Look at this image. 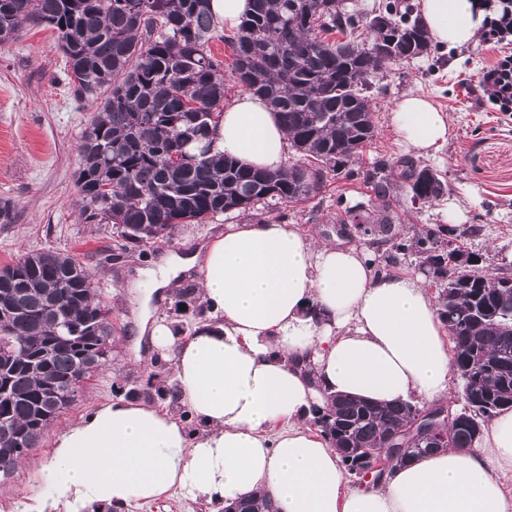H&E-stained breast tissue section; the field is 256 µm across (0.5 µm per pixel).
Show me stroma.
<instances>
[{"label":"stroma","instance_id":"1","mask_svg":"<svg viewBox=\"0 0 512 512\" xmlns=\"http://www.w3.org/2000/svg\"><path fill=\"white\" fill-rule=\"evenodd\" d=\"M506 51L512 53V44L503 47L482 39L447 50L433 45L427 55L376 75L368 91L375 137L357 164L358 175L328 179L324 190L305 204L269 207L268 218H286L319 241L362 239L384 253L385 245L376 236L363 235L357 225L378 217L373 186L360 173L379 161L408 156L389 113L402 96L419 94L447 114L451 127L446 145L426 160L445 190L416 205L406 188H398L390 209L396 228L410 236L426 225L447 224L449 205H457L472 229L460 240L464 254L477 256L480 269L488 273L512 274V115L480 103L477 87L480 72ZM95 111V104L71 95L52 28L27 26L18 39L0 44V204H8L15 215L13 223H0V267L49 248L75 255L92 274L98 299L111 311L115 336L111 361L84 381L76 403L33 449L36 457L48 455L58 433L71 422L124 397L150 372V344L137 331V302L127 288L135 270L153 266L168 253L189 250L241 221L223 214L200 224H180L170 240L141 252L117 250L112 225L87 224L80 216L78 147ZM38 488L34 469L19 466L10 478H0V512H17L18 504Z\"/></svg>","mask_w":512,"mask_h":512}]
</instances>
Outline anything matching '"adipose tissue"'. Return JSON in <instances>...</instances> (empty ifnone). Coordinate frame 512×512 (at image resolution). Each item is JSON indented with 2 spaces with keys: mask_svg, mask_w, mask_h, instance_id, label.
I'll return each mask as SVG.
<instances>
[{
  "mask_svg": "<svg viewBox=\"0 0 512 512\" xmlns=\"http://www.w3.org/2000/svg\"><path fill=\"white\" fill-rule=\"evenodd\" d=\"M439 45L476 42L485 0H419ZM400 138L430 157L449 124L408 94L390 116ZM212 150L270 171L288 135L258 98L225 107ZM360 241L322 243L283 220L225 225L192 254L171 253L132 281L137 324L168 360L192 425L124 399L71 424L34 462L40 492L22 512H125L177 491L208 503L266 495L277 512H512V409L473 448L395 463L377 482L350 485L330 443L308 424L312 404L340 394L379 406L451 399V355L417 274L377 271ZM193 272L207 307L192 332L153 316L154 294ZM311 374H304L303 365Z\"/></svg>",
  "mask_w": 512,
  "mask_h": 512,
  "instance_id": "adipose-tissue-1",
  "label": "adipose tissue"
}]
</instances>
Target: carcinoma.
<instances>
[{
  "label": "carcinoma",
  "mask_w": 512,
  "mask_h": 512,
  "mask_svg": "<svg viewBox=\"0 0 512 512\" xmlns=\"http://www.w3.org/2000/svg\"><path fill=\"white\" fill-rule=\"evenodd\" d=\"M210 0H0V43L17 38L25 21L58 33L73 97L99 103L82 134L78 186L87 224L117 227L118 248L131 251L171 234L177 224L220 214L264 219L262 205L299 204L325 188V178L354 174L351 165L374 137L369 79L390 64L413 60L428 37L411 11L389 0L378 8L385 29H371L367 12L336 7V0H252V12L234 35L231 75L264 99L284 126L296 159L281 171L245 167L209 155L217 108L224 102V61L207 45L216 23ZM336 33L342 38L332 40ZM188 155L176 163L173 155ZM410 196L426 202L443 194L442 180L397 160ZM382 210L390 209L397 181L374 180ZM397 252L424 259L438 285L437 315L452 344L455 372L468 393L449 429V446L471 448L482 428L512 408V276L487 275L448 249L442 225L406 239L377 220ZM15 282L0 284V356L18 358L0 370V475L37 447L56 420L47 409L49 386L65 387L100 342L112 337L109 311L94 297L76 256L59 250L28 254L11 265ZM179 313L204 316L195 289L179 291ZM145 396L175 405L167 361L156 358ZM313 407L311 424L345 449L341 462L355 474L362 449L379 435L410 423L415 405L378 407L353 398ZM434 452L421 441L387 461L409 462ZM272 512L258 497L219 512Z\"/></svg>",
  "instance_id": "obj_1"
}]
</instances>
